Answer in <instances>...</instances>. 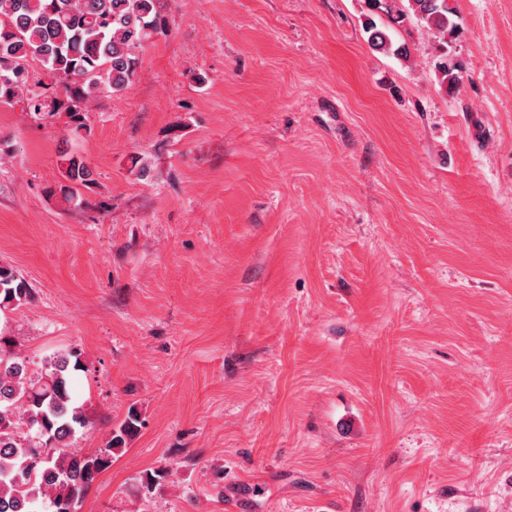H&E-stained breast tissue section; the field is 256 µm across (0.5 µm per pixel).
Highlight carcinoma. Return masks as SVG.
Instances as JSON below:
<instances>
[{"instance_id":"obj_1","label":"carcinoma","mask_w":512,"mask_h":512,"mask_svg":"<svg viewBox=\"0 0 512 512\" xmlns=\"http://www.w3.org/2000/svg\"><path fill=\"white\" fill-rule=\"evenodd\" d=\"M363 29L373 49L405 61L408 46L392 35L408 22L435 39V75L453 92L463 64L450 51L458 24L450 0H365ZM159 0H0V106L19 103L35 116L63 112L74 133L88 131L89 106L104 92L117 93L137 77L138 53L162 29ZM384 13L391 26H378ZM38 62L50 83L28 86L27 67ZM61 179L48 194L67 205L95 184L82 156L60 154ZM31 288L10 266L0 265V308L19 306ZM83 368L76 350L60 352L36 371L0 335V512H77L97 477L139 431L136 407L109 434L105 447L86 454L74 448L77 433L93 428L72 392L71 374Z\"/></svg>"}]
</instances>
